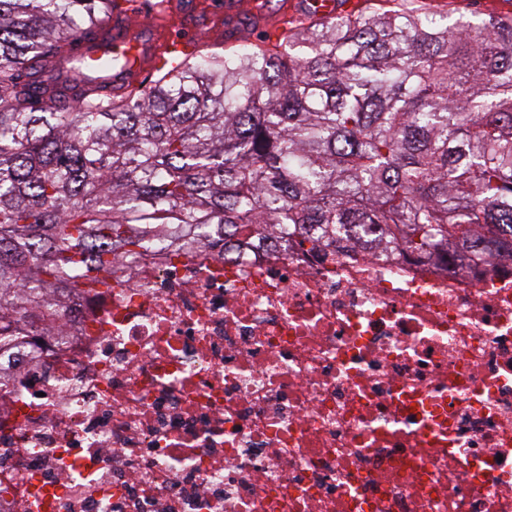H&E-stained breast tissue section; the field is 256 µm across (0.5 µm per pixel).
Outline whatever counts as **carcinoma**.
<instances>
[{
	"instance_id": "carcinoma-1",
	"label": "carcinoma",
	"mask_w": 512,
	"mask_h": 512,
	"mask_svg": "<svg viewBox=\"0 0 512 512\" xmlns=\"http://www.w3.org/2000/svg\"><path fill=\"white\" fill-rule=\"evenodd\" d=\"M114 0H0V388L121 254L209 227H380L378 246L512 258V16L415 0L156 68L123 97L44 98L35 65Z\"/></svg>"
}]
</instances>
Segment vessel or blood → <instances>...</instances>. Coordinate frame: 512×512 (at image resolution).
I'll return each instance as SVG.
<instances>
[{
  "mask_svg": "<svg viewBox=\"0 0 512 512\" xmlns=\"http://www.w3.org/2000/svg\"><path fill=\"white\" fill-rule=\"evenodd\" d=\"M139 7L138 0H120L110 23L90 37L74 41L64 56L45 66L41 73L44 85L65 92L72 59H96L111 50L124 51L130 57L129 64L113 70L103 89L104 94L119 97L140 85L171 52L194 54L205 48H223V41L208 35V27L218 25L231 32L247 20L258 24L266 21L256 0H207L201 12L185 6L183 0H153L152 22L136 28L129 17ZM348 9V0H291L289 4L291 15L317 20L330 19Z\"/></svg>",
  "mask_w": 512,
  "mask_h": 512,
  "instance_id": "b4317fda",
  "label": "vessel or blood"
}]
</instances>
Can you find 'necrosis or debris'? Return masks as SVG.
Instances as JSON below:
<instances>
[{
  "label": "necrosis or debris",
  "instance_id": "1",
  "mask_svg": "<svg viewBox=\"0 0 512 512\" xmlns=\"http://www.w3.org/2000/svg\"><path fill=\"white\" fill-rule=\"evenodd\" d=\"M117 259L0 389V512H512V260Z\"/></svg>",
  "mask_w": 512,
  "mask_h": 512
}]
</instances>
